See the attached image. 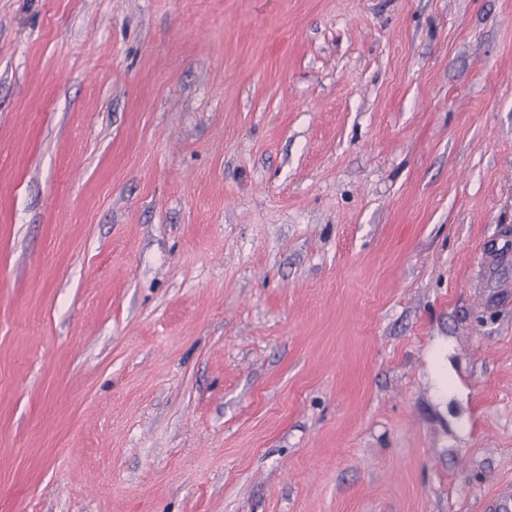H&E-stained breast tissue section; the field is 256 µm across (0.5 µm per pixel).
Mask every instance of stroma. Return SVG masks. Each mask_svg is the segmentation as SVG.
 <instances>
[{
    "label": "stroma",
    "mask_w": 512,
    "mask_h": 512,
    "mask_svg": "<svg viewBox=\"0 0 512 512\" xmlns=\"http://www.w3.org/2000/svg\"><path fill=\"white\" fill-rule=\"evenodd\" d=\"M502 228L512 0H0V512H482Z\"/></svg>",
    "instance_id": "1"
}]
</instances>
